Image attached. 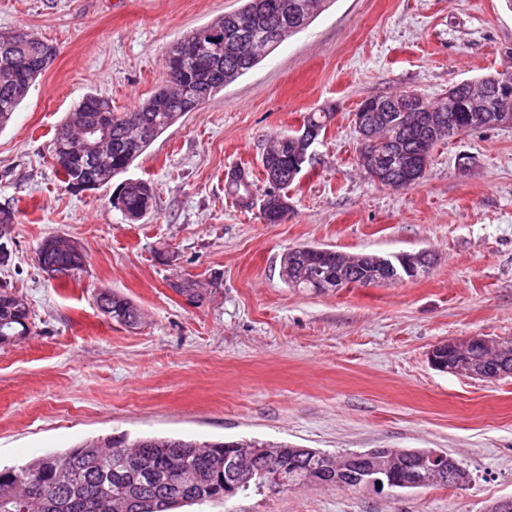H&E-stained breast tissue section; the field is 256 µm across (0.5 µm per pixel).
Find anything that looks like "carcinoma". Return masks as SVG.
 <instances>
[{"mask_svg": "<svg viewBox=\"0 0 512 512\" xmlns=\"http://www.w3.org/2000/svg\"><path fill=\"white\" fill-rule=\"evenodd\" d=\"M242 5L223 17L191 31L175 44L181 57L180 66L168 75L165 84L131 112L112 111V102L99 94L85 96L67 121L57 128L52 157L65 156L56 168L61 182H91L98 189L125 172L132 163L166 129L186 113L194 111L206 99L224 90L255 68L283 41L305 29L325 11L331 0H241ZM247 26L267 35L260 41H242L237 31ZM203 32H215L222 46L215 49L199 38ZM57 55L56 47L27 30L8 41L0 39V126L12 117L27 89L47 69ZM512 83V71L495 72L472 83L471 93L454 102L446 99L431 104L415 92H405L395 99L409 98L419 103V112L384 111L375 102L366 104L365 124L378 126L386 142L375 143L360 137L357 164L372 181L386 186L411 166L415 154L430 152L448 138V122L457 134L476 130L470 101L483 96L484 86L492 79ZM187 80L192 89L182 90ZM105 123L108 129L112 167L101 171L97 160L79 150L69 151V138H75L83 123ZM298 146L293 136L279 137L261 157L264 177H276L277 193L265 194L261 217L277 224L288 213V196L283 190L294 181ZM238 205H252L253 181L248 171H239L230 181ZM154 196L152 185L134 180L121 188L118 200L125 216L135 221L150 209ZM52 236L45 237L37 251L41 263H56L61 255L51 249ZM283 283L289 288L316 289L313 278L336 286H368L385 279L386 271L374 262V256H361L336 262V251L302 245L288 249L280 261ZM170 288L188 301L203 299L199 284L184 279ZM12 290L0 286V337L24 336L30 332L29 311L18 309L11 298ZM97 306L109 319L128 327L141 322L142 311L131 301L102 290ZM238 449L230 442H198L175 438H92L81 446L64 452L49 453L24 464L0 469V512H120L117 505L128 497L152 500L163 494L181 500L155 512H172L180 504H196L224 495V458L233 457ZM348 462L319 451L301 452L288 448L281 467L288 488L312 484L356 486L351 474L364 461L350 453ZM258 490L277 491L263 462L255 466L251 480Z\"/></svg>", "mask_w": 512, "mask_h": 512, "instance_id": "1", "label": "carcinoma"}]
</instances>
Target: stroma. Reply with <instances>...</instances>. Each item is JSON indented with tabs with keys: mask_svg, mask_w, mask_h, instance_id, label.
Returning a JSON list of instances; mask_svg holds the SVG:
<instances>
[{
	"mask_svg": "<svg viewBox=\"0 0 512 512\" xmlns=\"http://www.w3.org/2000/svg\"><path fill=\"white\" fill-rule=\"evenodd\" d=\"M239 0H0V31L25 28L57 48L0 128V208L16 214L13 263L0 272L26 296L28 335L0 347V463L29 462L108 435L197 441L259 439L342 455L438 450L463 463L462 487L310 485L248 490L185 512H488L512 497V375L493 381L429 363L467 336L512 342V128L439 142L424 178L394 190L356 164L358 105L512 70L504 0H334L257 67L161 134L129 167L154 187L129 223L117 182L65 189L56 127L85 95L131 111L166 77L186 33ZM326 131L266 223L261 156L311 112ZM473 157L469 169L460 155ZM249 169L253 204L227 174ZM84 247L85 272L52 280L43 238ZM297 245L353 254L430 253L416 279L314 292L279 276ZM205 283L188 303L171 284ZM107 289L139 306L128 328L95 302Z\"/></svg>",
	"mask_w": 512,
	"mask_h": 512,
	"instance_id": "stroma-1",
	"label": "stroma"
}]
</instances>
